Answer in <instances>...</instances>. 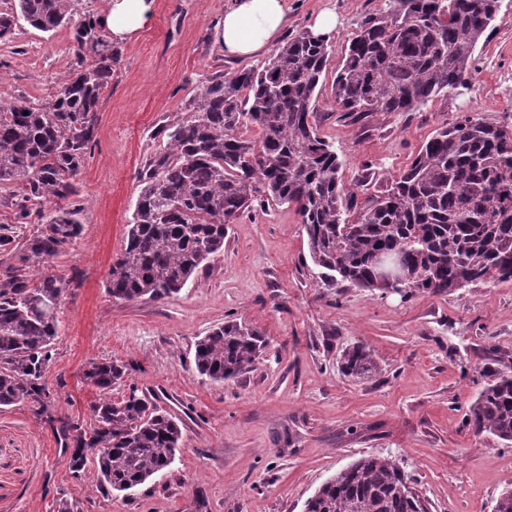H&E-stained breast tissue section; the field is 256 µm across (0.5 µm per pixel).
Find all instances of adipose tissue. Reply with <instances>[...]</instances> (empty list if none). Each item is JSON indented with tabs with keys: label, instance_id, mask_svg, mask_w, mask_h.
<instances>
[{
	"label": "adipose tissue",
	"instance_id": "adipose-tissue-1",
	"mask_svg": "<svg viewBox=\"0 0 512 512\" xmlns=\"http://www.w3.org/2000/svg\"><path fill=\"white\" fill-rule=\"evenodd\" d=\"M155 0H107L101 18L110 39L129 41L149 24ZM288 24L286 0H230L214 37L226 57L254 58L279 40Z\"/></svg>",
	"mask_w": 512,
	"mask_h": 512
}]
</instances>
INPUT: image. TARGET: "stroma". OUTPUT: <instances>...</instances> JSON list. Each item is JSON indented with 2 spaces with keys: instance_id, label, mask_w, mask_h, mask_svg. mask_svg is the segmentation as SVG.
<instances>
[{
  "instance_id": "1",
  "label": "stroma",
  "mask_w": 512,
  "mask_h": 512,
  "mask_svg": "<svg viewBox=\"0 0 512 512\" xmlns=\"http://www.w3.org/2000/svg\"><path fill=\"white\" fill-rule=\"evenodd\" d=\"M228 0H155L150 24L115 43L112 84L96 112L95 144L79 177L81 235L51 265L67 280L59 335L45 382L48 415L0 409V512H304L316 490L365 455L396 458L429 512H494L512 489V445L475 435L470 404L494 374L512 369V281L487 280L448 293L406 296L329 288L311 272L294 208L272 205L230 224L223 253L181 292L159 301L120 302L104 288L125 241L139 193L136 179L160 147L154 134L218 70L240 69L212 38ZM384 0H288L287 34L334 8L336 50ZM73 29L44 33L27 23L0 44V100L52 95L73 58ZM467 87L414 112H380L350 124L331 79L316 89L319 132L332 142L343 178L370 175L358 197L378 195L432 132L464 114L512 122V0H500L474 52ZM245 322L268 345L253 370L216 383L197 373V340L227 321ZM360 344L377 374L348 378L341 351ZM128 366L112 389L137 388L175 417L182 431L171 467L132 495L74 477L60 432L90 424L97 397L90 362Z\"/></svg>"
}]
</instances>
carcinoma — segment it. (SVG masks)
I'll return each instance as SVG.
<instances>
[{"instance_id":"cac0c4a2","label":"carcinoma","mask_w":512,"mask_h":512,"mask_svg":"<svg viewBox=\"0 0 512 512\" xmlns=\"http://www.w3.org/2000/svg\"><path fill=\"white\" fill-rule=\"evenodd\" d=\"M79 0H3L0 43L19 21L49 33L75 23L71 68L53 96L23 94L0 108V407L29 404L45 413L44 381L59 335L67 283L41 272L83 230L78 177L94 143L95 112L112 83L116 52L99 18ZM500 0H385L367 15L332 72L341 118L413 112L468 85L481 36ZM333 45L300 31L260 69L215 72L186 101L184 117L157 131L162 148L138 172L126 242L112 260L106 290L120 301L162 300L224 251L228 224L256 208H295L319 279L384 291L374 259L402 261L408 293H448L488 279L512 281V125L471 115L434 131L409 166L377 197L358 202L341 162L314 118L315 91ZM54 208L47 212L45 204ZM25 224L36 230L26 235ZM264 348L260 333L230 321L195 346L197 372L214 381L252 371ZM347 377L377 371L365 346L342 351ZM127 367L92 362L97 388L93 424H66L72 474L92 464L101 489L133 492L174 462L182 438L174 417L135 387L108 393ZM475 435L512 444V372L490 379L469 408ZM412 480L391 456L367 455L323 483L305 512H424Z\"/></svg>"}]
</instances>
